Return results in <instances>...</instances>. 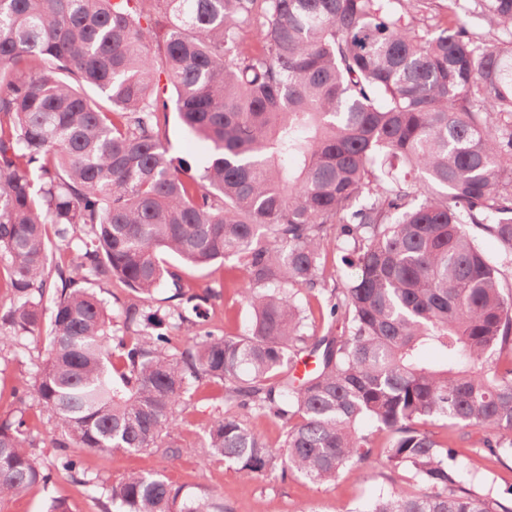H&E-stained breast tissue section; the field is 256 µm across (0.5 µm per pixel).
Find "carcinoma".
Segmentation results:
<instances>
[{"label": "carcinoma", "instance_id": "1", "mask_svg": "<svg viewBox=\"0 0 512 512\" xmlns=\"http://www.w3.org/2000/svg\"><path fill=\"white\" fill-rule=\"evenodd\" d=\"M170 111L202 159L171 156ZM53 238L73 249L65 269ZM331 238L355 273L327 298L341 334L318 336L303 298L334 277ZM0 254L1 348L39 330L55 288L50 354L20 401L55 422L74 481L99 488L74 448L188 451L174 431L207 379L224 411L201 447L248 476L375 466L423 490L362 512H512L426 428L475 427L486 455L512 454V0H0ZM231 258L253 316L216 335L211 292L179 266ZM114 280L135 296L128 336L78 287ZM159 288L194 317L150 308ZM304 352L315 368L288 374ZM367 420L388 433L378 449ZM27 440L23 418L0 422V499L47 479ZM100 497L101 512H224L158 472Z\"/></svg>", "mask_w": 512, "mask_h": 512}]
</instances>
